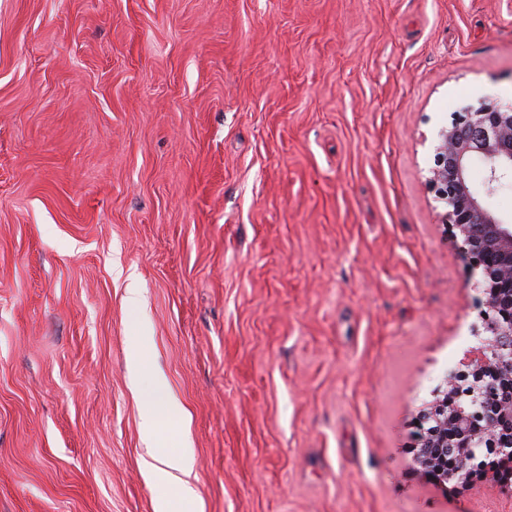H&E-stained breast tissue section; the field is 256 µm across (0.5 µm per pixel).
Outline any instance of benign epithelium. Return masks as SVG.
Wrapping results in <instances>:
<instances>
[{
	"instance_id": "7a95c632",
	"label": "benign epithelium",
	"mask_w": 512,
	"mask_h": 512,
	"mask_svg": "<svg viewBox=\"0 0 512 512\" xmlns=\"http://www.w3.org/2000/svg\"><path fill=\"white\" fill-rule=\"evenodd\" d=\"M427 187L443 202L445 223L470 270L479 274L483 328L469 369L448 375V389L423 409L412 451L420 473L445 486L512 483V224L471 187V160L487 169V193L512 176V105L484 102L439 131ZM481 455L464 466L456 460Z\"/></svg>"
}]
</instances>
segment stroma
<instances>
[{
  "label": "stroma",
  "mask_w": 512,
  "mask_h": 512,
  "mask_svg": "<svg viewBox=\"0 0 512 512\" xmlns=\"http://www.w3.org/2000/svg\"><path fill=\"white\" fill-rule=\"evenodd\" d=\"M484 101L512 0H0V512L170 499L135 347L203 512H512L412 452L480 344L425 177ZM131 365L140 395L148 408L144 433L147 440L152 441L162 419L181 418L180 407L175 399L166 394L162 380L148 371L145 362L135 350L131 353Z\"/></svg>",
  "instance_id": "obj_1"
}]
</instances>
